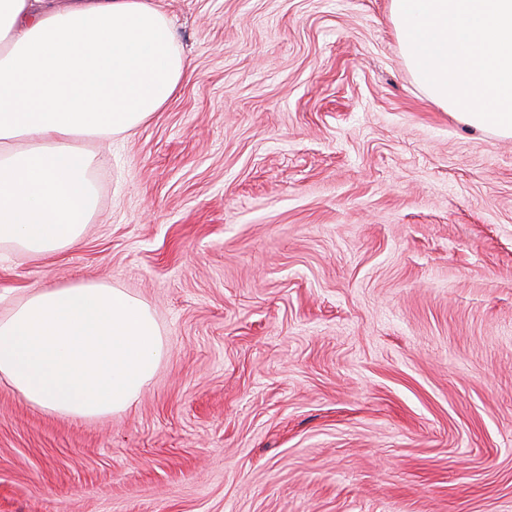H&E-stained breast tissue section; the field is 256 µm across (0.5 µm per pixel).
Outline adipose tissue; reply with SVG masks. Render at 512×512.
Returning a JSON list of instances; mask_svg holds the SVG:
<instances>
[{"mask_svg":"<svg viewBox=\"0 0 512 512\" xmlns=\"http://www.w3.org/2000/svg\"><path fill=\"white\" fill-rule=\"evenodd\" d=\"M187 68L152 0H0V243L75 245L95 208L81 140L145 124ZM165 353L149 308L100 282L36 289L0 317V378L60 415L126 411Z\"/></svg>","mask_w":512,"mask_h":512,"instance_id":"adipose-tissue-1","label":"adipose tissue"}]
</instances>
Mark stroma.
I'll list each match as a JSON object with an SVG mask.
<instances>
[{
	"label": "stroma",
	"instance_id": "obj_1",
	"mask_svg": "<svg viewBox=\"0 0 512 512\" xmlns=\"http://www.w3.org/2000/svg\"><path fill=\"white\" fill-rule=\"evenodd\" d=\"M390 0H154L188 76L86 140L64 253L0 244V315L99 281L167 354L99 419L0 381V512H512V138L408 71Z\"/></svg>",
	"mask_w": 512,
	"mask_h": 512
}]
</instances>
